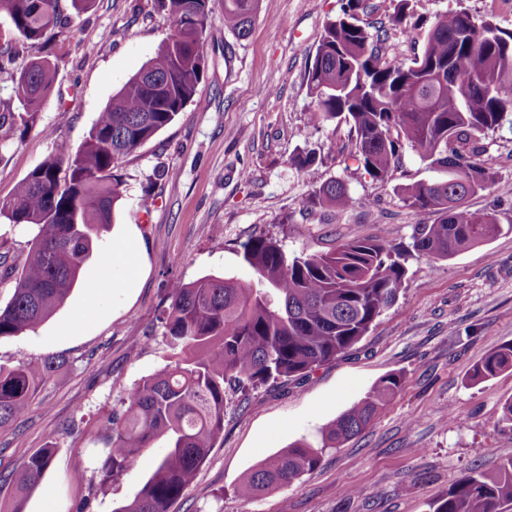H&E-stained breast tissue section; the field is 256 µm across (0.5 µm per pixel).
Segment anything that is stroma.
I'll return each mask as SVG.
<instances>
[{
    "label": "stroma",
    "instance_id": "obj_1",
    "mask_svg": "<svg viewBox=\"0 0 512 512\" xmlns=\"http://www.w3.org/2000/svg\"><path fill=\"white\" fill-rule=\"evenodd\" d=\"M71 24L51 39L58 66L53 95L36 127L0 149V203L48 156L74 153L100 112L170 36L172 21L156 0H93L85 11L61 0ZM342 0H262L246 37L224 27L214 0L209 61L195 102L127 156L123 198L101 231L66 302L35 329L0 338V366L54 357L62 367L39 388L29 413L0 429V464L19 466L50 447L52 463L28 495L25 512H116L154 471L163 442L145 450L128 475L103 482L99 422L121 410L142 377L173 352L159 315L167 288L206 275L248 281L239 246L264 233L291 254L313 255L353 239L410 245L425 215L405 206L401 188L434 180L411 149L387 184L351 160L345 121L315 112L307 76L324 26ZM489 18L512 32V0H418L426 20L451 10ZM391 0H364L369 33L386 30V59L411 63L424 46L391 28ZM482 163L498 184L472 196L474 210L494 212L499 234L451 258L413 257L394 305L346 355L309 376L246 394H229L224 434L171 512H429L471 471H497L512 457V371L471 380L488 352L512 342V128L486 137ZM317 150L323 179L343 181L352 207L309 208L311 187L290 164ZM34 226L0 218V249L22 268ZM129 238L141 261L128 288L106 267L114 242ZM93 320L82 321L87 308ZM402 378L374 421L327 452L298 482L250 499L240 482L266 459L322 430L363 399L382 377Z\"/></svg>",
    "mask_w": 512,
    "mask_h": 512
}]
</instances>
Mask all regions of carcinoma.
<instances>
[{
  "instance_id": "obj_1",
  "label": "carcinoma",
  "mask_w": 512,
  "mask_h": 512,
  "mask_svg": "<svg viewBox=\"0 0 512 512\" xmlns=\"http://www.w3.org/2000/svg\"><path fill=\"white\" fill-rule=\"evenodd\" d=\"M61 0H0L19 46L0 49V73H8L19 48L34 53L13 79L20 108L0 110V147L22 138L51 93L57 64L43 54L45 36L67 25ZM412 0H397L390 21L411 32L418 23ZM260 0H224V28L248 34ZM173 20L156 55L100 112L74 154L45 159L22 179L0 217L37 227L11 300L0 307V338L15 336L49 318L69 297L98 234L113 223L122 200L117 174L124 157L150 141L194 101L208 67L207 31L212 0H161ZM361 0H346L328 21L308 71L315 113L343 119L355 132L351 158L376 182L387 183L406 147L444 180H418L403 188L407 207L435 216L417 224L412 245L351 240L326 253L290 257L264 233L241 245L255 278L204 276L168 289L160 317L162 335L180 358L141 379L123 410L103 431L109 480L133 470L159 437L167 449L155 472L119 512H169L224 433L227 393L308 375L348 351L396 300L414 255L447 259L495 236V214L472 210L467 200L497 184L479 161L483 136L512 126V32L464 10L435 17L422 55L412 64L387 61L379 41L360 24ZM497 90H482L486 75ZM313 186L314 205L344 210L353 203L340 180L324 181L311 149L291 160ZM62 362L47 358L0 368V428L29 411L38 386ZM512 370V343L486 354L471 379L488 380ZM401 387L380 379L368 396L330 423L321 445L299 442L268 458L237 487L244 498L287 487L316 469L328 449L360 434L379 407ZM51 449L33 454L7 478L15 485L11 512H24L26 495L50 467ZM512 506V457L494 474L473 473L431 504L432 512H506Z\"/></svg>"
}]
</instances>
